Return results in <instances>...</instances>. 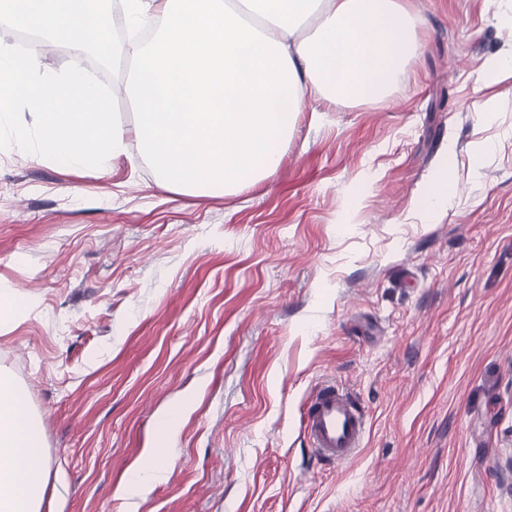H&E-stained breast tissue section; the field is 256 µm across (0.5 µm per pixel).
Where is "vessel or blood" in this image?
I'll use <instances>...</instances> for the list:
<instances>
[{"label": "vessel or blood", "instance_id": "vessel-or-blood-1", "mask_svg": "<svg viewBox=\"0 0 512 512\" xmlns=\"http://www.w3.org/2000/svg\"><path fill=\"white\" fill-rule=\"evenodd\" d=\"M304 431L318 456L341 462L362 448L367 417L351 393L325 383L312 393L307 404Z\"/></svg>", "mask_w": 512, "mask_h": 512}]
</instances>
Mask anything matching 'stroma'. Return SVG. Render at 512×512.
<instances>
[{
  "label": "stroma",
  "instance_id": "stroma-1",
  "mask_svg": "<svg viewBox=\"0 0 512 512\" xmlns=\"http://www.w3.org/2000/svg\"><path fill=\"white\" fill-rule=\"evenodd\" d=\"M402 3L419 51L387 100L303 101L241 190L158 183L91 52L128 144L108 174L0 135V374L46 446L41 512H512V77L480 81L512 0ZM324 382L368 416L339 463L304 436ZM176 405L173 460L127 497ZM454 168L453 155H447L418 199V209L423 214L430 216L443 210L448 205V180Z\"/></svg>",
  "mask_w": 512,
  "mask_h": 512
}]
</instances>
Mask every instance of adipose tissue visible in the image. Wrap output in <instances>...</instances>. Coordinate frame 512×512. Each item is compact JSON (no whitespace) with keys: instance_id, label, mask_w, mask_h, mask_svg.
<instances>
[{"instance_id":"obj_1","label":"adipose tissue","mask_w":512,"mask_h":512,"mask_svg":"<svg viewBox=\"0 0 512 512\" xmlns=\"http://www.w3.org/2000/svg\"><path fill=\"white\" fill-rule=\"evenodd\" d=\"M110 0H0V17L29 11L48 43L93 49L130 70L126 99L156 177L174 192L224 194L280 164L303 99H386L418 50L399 0H123L130 26L162 20L146 43L113 47ZM37 87L35 129L11 126L15 79ZM34 137L41 158L106 171L122 137L80 60L63 70L0 46V128ZM47 460L23 391L0 375V512H40Z\"/></svg>"}]
</instances>
